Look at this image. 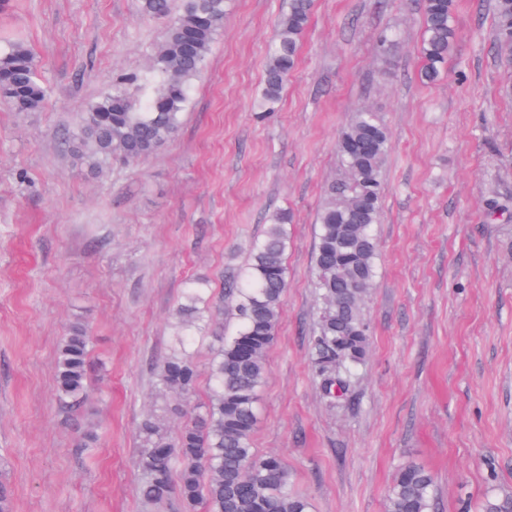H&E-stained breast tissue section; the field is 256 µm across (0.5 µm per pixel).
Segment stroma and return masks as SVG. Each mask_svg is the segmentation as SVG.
Returning a JSON list of instances; mask_svg holds the SVG:
<instances>
[{
    "label": "stroma",
    "instance_id": "35a3bbf8",
    "mask_svg": "<svg viewBox=\"0 0 512 512\" xmlns=\"http://www.w3.org/2000/svg\"><path fill=\"white\" fill-rule=\"evenodd\" d=\"M442 77L419 81L422 0H315L295 72L259 120L267 51L288 0H227L176 137L100 172L67 138L89 99L146 69L168 20L140 0H0V46L33 52L49 93L35 112L0 100V486L11 512H183L147 503L136 438L208 399L216 336L235 320L224 285L270 214L290 212L288 288L266 354L257 454L287 465L311 512H386L404 465L435 475V512L512 495V76L493 48V0H454ZM395 40L378 48L381 34ZM391 132L376 227L378 275L363 308L368 350L327 397L310 338L315 215L337 178L351 112ZM506 213L491 214L492 204ZM208 285L191 353L195 393L157 384L188 281ZM92 340L90 389L56 397L67 331Z\"/></svg>",
    "mask_w": 512,
    "mask_h": 512
}]
</instances>
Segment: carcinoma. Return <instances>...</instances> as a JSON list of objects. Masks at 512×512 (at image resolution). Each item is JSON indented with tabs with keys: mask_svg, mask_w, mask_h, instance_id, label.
I'll use <instances>...</instances> for the list:
<instances>
[{
	"mask_svg": "<svg viewBox=\"0 0 512 512\" xmlns=\"http://www.w3.org/2000/svg\"><path fill=\"white\" fill-rule=\"evenodd\" d=\"M172 2L142 0V12L166 18ZM312 7L313 0H288L280 16L257 104L261 113L275 110L295 69ZM225 8L226 0H180L148 69L118 76L110 92L81 112L68 141L72 155L101 169L117 159L147 158L171 142L180 129L191 84L223 29ZM424 15L420 78L433 83L454 45V0H425ZM493 15L497 55L512 70V0H494ZM0 98L16 112H34L45 101L35 56L23 43L0 48ZM390 150L391 136L378 113L368 108L352 113L338 135L339 177L328 184L317 213L314 288L323 308L311 349L323 390L332 397L341 396L347 385L336 365L353 370L368 347L362 304L377 274L373 228L380 221ZM286 224L288 214L271 216L253 245L245 274L230 286L237 297V325L212 361L208 401L173 439L160 418L141 423L140 494L146 501L163 504L175 494L184 512H309V503L291 492L290 473L282 460L258 457L251 447L258 393L267 375L266 353L276 336L287 286ZM201 292L196 284L186 288V302L178 313L188 333L158 372L159 384L176 394L192 391L198 376L187 348L195 340L191 330L200 328L203 320L197 307ZM89 355L87 332L71 329L58 348L56 391L61 402L78 404L87 393ZM433 488L430 471L414 463L404 465L389 490L386 512H432ZM483 509L512 512V496L490 498Z\"/></svg>",
	"mask_w": 512,
	"mask_h": 512,
	"instance_id": "cac0c4a2",
	"label": "carcinoma"
}]
</instances>
